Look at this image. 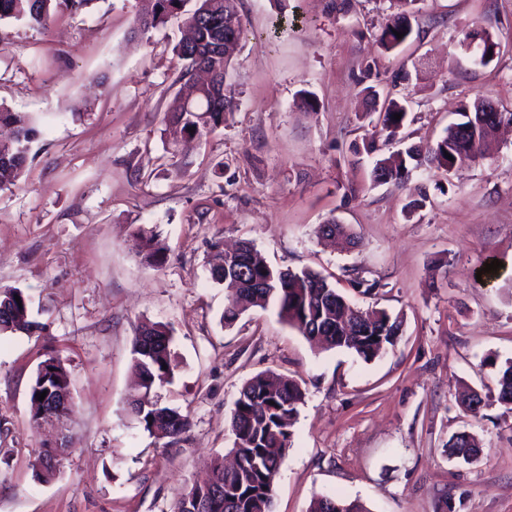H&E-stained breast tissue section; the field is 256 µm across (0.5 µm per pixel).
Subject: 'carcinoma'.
<instances>
[{
    "mask_svg": "<svg viewBox=\"0 0 512 512\" xmlns=\"http://www.w3.org/2000/svg\"><path fill=\"white\" fill-rule=\"evenodd\" d=\"M182 0H140L141 6L135 19L132 34L138 37L168 21L173 12L182 10ZM89 0H0V21L14 19L29 25L45 28L49 20L64 13H77L87 7ZM408 10L395 15L382 30L379 43L390 52L413 33L410 16L417 0H403ZM234 18L236 42H241L247 29L239 13V0H195V7L186 13L184 24L194 29L191 37H184L174 51L184 62L181 77L201 70L209 74L205 94L197 95L204 106L186 104L176 96L166 110L173 132H192L202 136L224 125L225 114L237 107L232 87L226 83L237 46L224 49L215 45L211 34L224 30V16ZM403 33L397 38L395 32ZM401 119H394V115ZM382 130L387 132L385 141L392 140L406 118V107L389 98L382 107ZM463 121L444 130L437 143L428 148L411 146L404 151L392 152L375 160L372 169L377 183L400 185L409 174L407 163L415 167L443 169L463 160L479 157L485 142L505 121L512 122V114H490L484 118L476 112V103H466L461 109ZM14 129V139L9 144L0 143V156L7 161L0 163V188L15 186L21 180L31 153V144L37 136L31 117L25 112H14L0 105V125ZM452 159H447L445 154ZM140 253L159 267L167 261V248L160 240L156 228H141L137 232ZM211 278L231 289L224 308V324L232 325L241 314L252 307L262 309L269 305L277 308L278 316L295 328L309 341L320 340L328 348L347 349L359 357L370 360L389 346L400 334L401 323L384 309H361L352 303L329 277L320 272L302 269H274L258 254L252 242L239 243L235 254L229 256L219 250L210 268ZM20 300H15V297ZM39 323L30 320L29 300L19 288L0 289V334H30ZM171 330L161 323H145L137 328L132 339L133 366L140 382L137 393L130 395L128 406L131 415L144 431L168 444L177 442L188 430V416L168 407L151 396L153 386L173 377L176 364L173 359ZM44 363L49 371L35 374L29 391L31 419L39 424V413L45 402L36 394L47 395L58 389L68 388L70 375L64 366L60 351L47 353ZM304 392L300 385L287 377H271L259 373L247 380L239 391L230 420L234 437L230 453L235 457L231 468L224 465V458L213 461L210 486L191 484L173 501L170 512H188L186 504L192 498L207 497V512H272L275 480L292 442V427ZM496 401L512 405V360L501 364ZM464 411L477 415L489 406L488 396L474 389L459 395ZM445 452L451 459L472 464L478 460L480 448L467 432L453 434ZM308 512H368L359 501H344L321 496L312 500Z\"/></svg>",
    "mask_w": 512,
    "mask_h": 512,
    "instance_id": "obj_1",
    "label": "carcinoma"
}]
</instances>
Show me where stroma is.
Returning <instances> with one entry per match:
<instances>
[{
	"label": "stroma",
	"instance_id": "35a3bbf8",
	"mask_svg": "<svg viewBox=\"0 0 512 512\" xmlns=\"http://www.w3.org/2000/svg\"><path fill=\"white\" fill-rule=\"evenodd\" d=\"M353 4L342 14L332 0H239L238 106L187 143L165 115L184 85L181 18L137 39L138 0H91L44 29L0 21V104L39 130L20 184L0 190V288L25 291L44 326L0 335V512H168L232 448L239 390L261 372L305 393L274 512H307L318 496L368 512H439L445 499L456 512H512V409L475 417L456 400L465 386L496 392L486 360L512 359V126L484 157L414 170L398 187L373 182L364 149L389 93L407 118L386 154L435 144L478 98L512 112V0H419L412 37L390 52L377 37L396 0ZM481 29L499 44L486 65L466 48ZM304 91L315 110L300 108ZM330 218L352 246L318 238ZM141 226L161 231L163 267L142 262ZM240 240L397 317L396 345L370 360L324 349L271 307L225 325L209 262L215 244ZM495 259L496 275L477 278ZM357 278L378 291L354 290ZM145 321L172 330L178 367L155 392L191 426L171 446L127 412ZM50 344L72 404L68 450L42 483L34 462L55 432L33 424L29 384ZM463 431L480 443L477 462L445 452Z\"/></svg>",
	"mask_w": 512,
	"mask_h": 512
}]
</instances>
